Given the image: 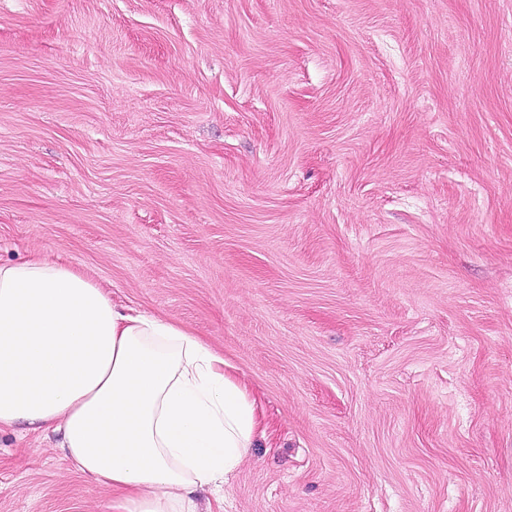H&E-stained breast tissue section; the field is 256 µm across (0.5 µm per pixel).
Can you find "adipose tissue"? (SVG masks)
Segmentation results:
<instances>
[{
    "mask_svg": "<svg viewBox=\"0 0 512 512\" xmlns=\"http://www.w3.org/2000/svg\"><path fill=\"white\" fill-rule=\"evenodd\" d=\"M59 432L70 466L122 491L117 512H197L248 456L261 419L223 357L122 310L71 267L0 263V427Z\"/></svg>",
    "mask_w": 512,
    "mask_h": 512,
    "instance_id": "obj_1",
    "label": "adipose tissue"
}]
</instances>
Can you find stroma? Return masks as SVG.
<instances>
[{"mask_svg":"<svg viewBox=\"0 0 512 512\" xmlns=\"http://www.w3.org/2000/svg\"><path fill=\"white\" fill-rule=\"evenodd\" d=\"M235 367L211 512H512V0H0V263ZM0 428V512H113Z\"/></svg>","mask_w":512,"mask_h":512,"instance_id":"obj_1","label":"stroma"}]
</instances>
